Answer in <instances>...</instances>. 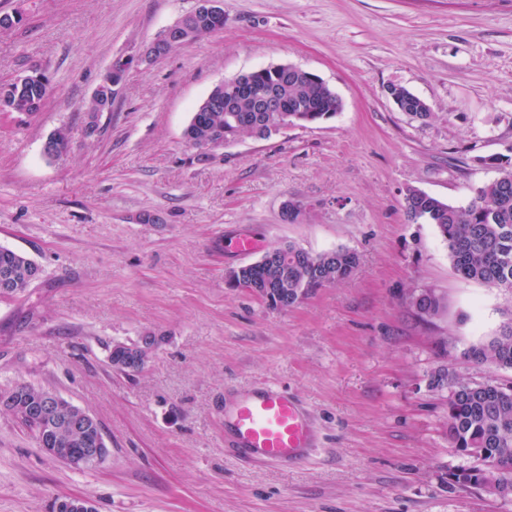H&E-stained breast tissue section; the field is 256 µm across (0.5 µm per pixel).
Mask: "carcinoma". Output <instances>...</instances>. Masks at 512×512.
<instances>
[{
    "label": "carcinoma",
    "instance_id": "obj_1",
    "mask_svg": "<svg viewBox=\"0 0 512 512\" xmlns=\"http://www.w3.org/2000/svg\"><path fill=\"white\" fill-rule=\"evenodd\" d=\"M49 87V77L39 69L0 83V112L29 115L39 111ZM392 90L402 103L414 109L412 116L423 120L431 117L418 96L401 86ZM280 92L283 105L305 108L303 112L281 113L290 125L328 119L341 108V100L333 90L312 81H290L280 86ZM104 95L105 98H94L85 106L90 134L97 130L98 113L112 109L114 88L106 87ZM252 101L249 96L242 97L236 102L238 111L226 112L224 106L203 100L184 131L187 143L201 152L208 148L216 132L223 134L228 143L253 136V125L260 113L249 111ZM70 146L67 133L57 130L49 136L44 155L57 158ZM485 163L494 166L498 176L478 187L467 204L455 206L410 189L404 207L412 223L436 226L448 244L452 267L462 279L512 292V164L499 157L489 158ZM357 264V254L348 249L311 253L290 245L288 256L279 263L265 261L243 266V282L238 287L270 301L274 307L287 308L318 288L346 280ZM40 272V267L24 254L0 246V283L8 285L6 296L23 294ZM140 344L139 340L113 344L110 363L128 373L140 372L146 363ZM464 355L480 364L512 369V321L502 327L499 335L471 347ZM434 382L437 386L446 383L459 389L458 399L448 402L451 447L497 449L499 458L487 467L490 479L483 488L492 492L497 485L512 486V386L494 382L474 384L442 374ZM48 394L45 389L25 383L1 391L0 414L11 416L32 432L41 448L106 447L99 424L82 432L70 428V420L82 409L66 400L38 426L23 421L18 407L38 404Z\"/></svg>",
    "mask_w": 512,
    "mask_h": 512
}]
</instances>
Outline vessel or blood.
<instances>
[{
	"instance_id": "obj_1",
	"label": "vessel or blood",
	"mask_w": 512,
	"mask_h": 512,
	"mask_svg": "<svg viewBox=\"0 0 512 512\" xmlns=\"http://www.w3.org/2000/svg\"><path fill=\"white\" fill-rule=\"evenodd\" d=\"M224 444L245 462L301 464L316 451V431L301 404L272 385L232 390L224 401Z\"/></svg>"
}]
</instances>
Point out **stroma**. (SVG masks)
<instances>
[{
  "label": "stroma",
  "mask_w": 512,
  "mask_h": 512,
  "mask_svg": "<svg viewBox=\"0 0 512 512\" xmlns=\"http://www.w3.org/2000/svg\"><path fill=\"white\" fill-rule=\"evenodd\" d=\"M198 0H0V81L37 67L40 110L0 113V245L41 274L0 298V391L26 383L90 413L108 452L75 470L0 415V512H512V496L451 485L472 465L448 442L441 369L512 384L464 352L512 319V294L460 279L431 224L407 220L418 189L453 205L512 163V0H223L224 27L145 64L140 48ZM131 57L112 109L84 105ZM292 64L341 100L335 116L206 158L184 130L219 82ZM428 106L401 112L389 86ZM67 129L71 148L44 156ZM303 206L286 222V201ZM259 243L248 255L231 243ZM294 245L359 256L352 276L287 308L225 274ZM434 290L420 320L411 297ZM162 341L143 371L109 349ZM270 383L307 408L312 460L245 464L224 446V392Z\"/></svg>",
  "instance_id": "stroma-1"
}]
</instances>
